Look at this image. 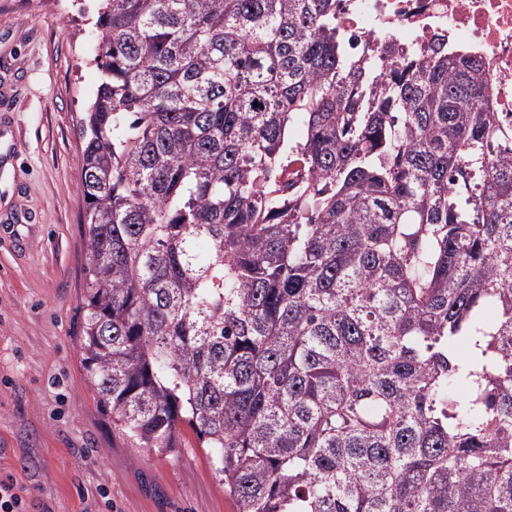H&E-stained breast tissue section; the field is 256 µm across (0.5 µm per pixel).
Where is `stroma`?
<instances>
[{
	"label": "stroma",
	"instance_id": "1",
	"mask_svg": "<svg viewBox=\"0 0 512 512\" xmlns=\"http://www.w3.org/2000/svg\"><path fill=\"white\" fill-rule=\"evenodd\" d=\"M97 6L0 0V480L26 512H236L208 449L131 447L82 366L78 121L100 78Z\"/></svg>",
	"mask_w": 512,
	"mask_h": 512
}]
</instances>
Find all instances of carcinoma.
I'll return each instance as SVG.
<instances>
[{"instance_id":"obj_1","label":"carcinoma","mask_w":512,"mask_h":512,"mask_svg":"<svg viewBox=\"0 0 512 512\" xmlns=\"http://www.w3.org/2000/svg\"><path fill=\"white\" fill-rule=\"evenodd\" d=\"M99 2L78 342L114 428L191 431L237 512H512V132L481 61L361 54L339 0Z\"/></svg>"}]
</instances>
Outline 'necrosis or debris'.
Instances as JSON below:
<instances>
[{"label": "necrosis or debris", "mask_w": 512, "mask_h": 512, "mask_svg": "<svg viewBox=\"0 0 512 512\" xmlns=\"http://www.w3.org/2000/svg\"><path fill=\"white\" fill-rule=\"evenodd\" d=\"M341 27L355 46L392 36L403 50L447 36L482 61L490 111L512 126V0H342Z\"/></svg>", "instance_id": "necrosis-or-debris-1"}]
</instances>
